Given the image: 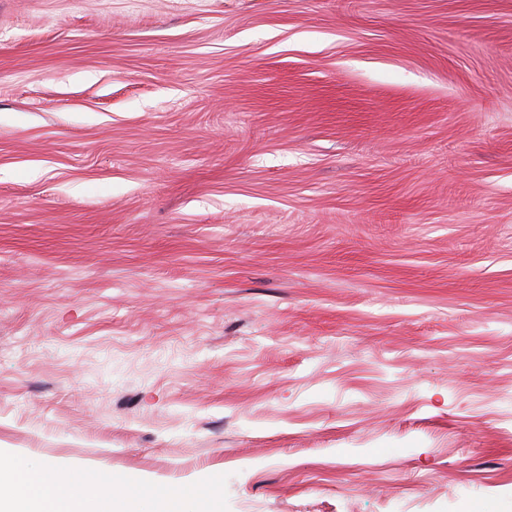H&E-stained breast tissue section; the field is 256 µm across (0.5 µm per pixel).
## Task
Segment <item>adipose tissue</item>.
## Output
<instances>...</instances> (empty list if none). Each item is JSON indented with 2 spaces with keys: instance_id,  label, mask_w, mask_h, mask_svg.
Instances as JSON below:
<instances>
[{
  "instance_id": "1",
  "label": "adipose tissue",
  "mask_w": 512,
  "mask_h": 512,
  "mask_svg": "<svg viewBox=\"0 0 512 512\" xmlns=\"http://www.w3.org/2000/svg\"><path fill=\"white\" fill-rule=\"evenodd\" d=\"M8 474L0 485V512H126L125 490L110 493L70 491L65 503H58L44 494L46 480L21 467L13 456L0 454V472Z\"/></svg>"
}]
</instances>
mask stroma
I'll return each mask as SVG.
<instances>
[{
	"label": "stroma",
	"mask_w": 512,
	"mask_h": 512,
	"mask_svg": "<svg viewBox=\"0 0 512 512\" xmlns=\"http://www.w3.org/2000/svg\"><path fill=\"white\" fill-rule=\"evenodd\" d=\"M0 448L512 512V0H0Z\"/></svg>",
	"instance_id": "35a3bbf8"
}]
</instances>
